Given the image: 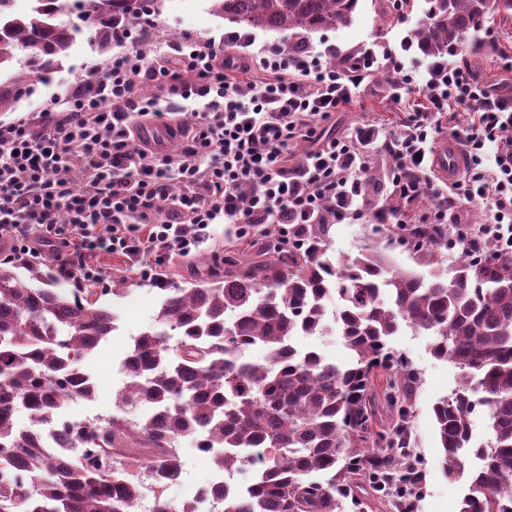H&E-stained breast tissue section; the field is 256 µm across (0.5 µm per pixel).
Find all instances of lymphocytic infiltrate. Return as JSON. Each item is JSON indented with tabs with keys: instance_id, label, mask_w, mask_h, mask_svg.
I'll use <instances>...</instances> for the list:
<instances>
[{
	"instance_id": "lymphocytic-infiltrate-1",
	"label": "lymphocytic infiltrate",
	"mask_w": 512,
	"mask_h": 512,
	"mask_svg": "<svg viewBox=\"0 0 512 512\" xmlns=\"http://www.w3.org/2000/svg\"><path fill=\"white\" fill-rule=\"evenodd\" d=\"M149 30L115 25L117 51L107 71L84 67L65 83L63 103L46 102L0 125V244L11 253L51 252L63 274L88 282L99 279L93 255L120 254L150 280L149 252L189 255L208 242L214 224L234 225L246 237L259 224L313 223L325 206L337 219L356 218L366 207L363 184L379 141L394 161V193L431 200L420 223L454 215L456 237L472 257L488 241L512 254V97L494 93L466 62L432 65L429 105L408 113L403 132L382 138L364 124L322 143L320 122L352 105L375 50L343 75L324 61L334 48L296 56L272 45L260 59L262 76L243 77L225 66L231 41L186 38L160 65L150 56ZM149 83L156 91L147 96ZM178 99L204 102L191 129L176 128L178 151L141 145L138 118L164 119ZM461 109L470 121L451 135L467 163L444 187L428 178L424 157L440 115ZM303 143L312 146L306 163L289 171L288 157ZM488 146L490 167L483 163ZM246 186L254 192L245 200ZM476 203L488 223L469 224Z\"/></svg>"
}]
</instances>
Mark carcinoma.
<instances>
[{
	"mask_svg": "<svg viewBox=\"0 0 512 512\" xmlns=\"http://www.w3.org/2000/svg\"><path fill=\"white\" fill-rule=\"evenodd\" d=\"M411 0H385L381 16L400 19ZM411 42L436 61L500 19L512 0H427ZM9 14L0 0V112L14 110L32 86L69 55L76 28L57 23L76 8L101 45L112 26L159 13L161 0H31ZM359 0H210V12L241 31L273 32L305 50L296 34L350 24ZM375 210L377 230L399 235L428 257L418 272L374 253L341 263L329 255L334 215L271 224L207 267L189 286L158 284L154 327L139 333L124 359L127 381L109 413L81 428L63 416L68 399L93 400L85 376L95 348L116 329L94 288H63L37 262L0 263V512H133L143 480L160 485L152 512H198L197 497L165 491L182 474L181 445L211 452L224 494L210 512H345L361 495L397 494L413 512L421 477L409 462L418 375L390 352L406 325L431 337L430 352L460 369V383L433 406L445 474L469 472L459 512H512V256L489 245L480 261L465 253L448 266V225L393 224ZM340 302L338 335L350 359L336 364L293 344L328 332L327 303ZM177 340L172 342L170 337ZM265 350L263 362L248 353ZM388 411L394 424L379 421ZM25 412L28 425L16 415ZM481 413L487 438L473 434ZM81 453L55 458L40 448L42 423Z\"/></svg>",
	"mask_w": 512,
	"mask_h": 512,
	"instance_id": "carcinoma-1",
	"label": "carcinoma"
}]
</instances>
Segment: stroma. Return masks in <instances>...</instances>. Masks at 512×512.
I'll return each instance as SVG.
<instances>
[{
	"instance_id": "stroma-1",
	"label": "stroma",
	"mask_w": 512,
	"mask_h": 512,
	"mask_svg": "<svg viewBox=\"0 0 512 512\" xmlns=\"http://www.w3.org/2000/svg\"><path fill=\"white\" fill-rule=\"evenodd\" d=\"M425 0H416L408 18L392 24L382 23L377 0H360L353 21L336 30H324L309 35L308 42L316 48L335 45L342 56H363L372 47H390L388 57L378 58L372 76L360 87L352 106L338 112L320 125L324 138L339 137L344 132L362 124H373L389 132L402 129L408 112L425 107L427 100L421 92L428 82V59L419 55L410 45V34L422 17ZM70 21L79 32L69 57L57 72L38 83L33 94L19 101L14 111L0 112V124L16 119L18 114L36 109L52 95L61 93L62 85L72 72L84 63L105 66L112 56V48H101L93 29L83 26L78 16ZM154 34L159 42H170L175 35H193L200 39L220 38L230 32L227 21L215 17L208 9V0H163L159 15L154 18ZM491 38L483 39L481 47L467 49L465 60L488 85L504 89L512 95V69L506 59L512 58V26L491 25ZM403 64L412 78L413 93L396 98L393 89L381 79L382 73L396 64ZM371 217L343 220L330 229V246L334 259L343 260L356 256L365 247L372 246L390 255L395 263L406 268L422 269L421 259L394 240L391 233H372ZM212 236L202 251L184 257L163 260L156 266L175 285L189 280L191 274L203 271L212 258L223 254L225 248L236 243L235 228L230 224H215ZM92 262L101 271L97 284L101 289V303L112 305L119 315V328L93 353L89 367L98 385L96 399L89 402L92 413H107L112 408V394L122 380L117 367L124 357L132 338L152 326L159 301L155 285L140 278L137 269L122 255L99 253ZM122 287L121 296H113L115 287ZM392 349L404 356L417 369L420 382L413 396L416 407L413 422L415 439L413 462L422 476V492L417 512H459L460 502L467 489L466 478L451 479L445 476L442 453L436 432L432 406L449 395L458 385L460 375L451 363L433 357L430 338L424 332L402 327L392 336ZM183 473L179 482L171 484L166 495L178 500L190 491L207 484L213 476L211 458L197 456L190 444L182 446Z\"/></svg>"
}]
</instances>
